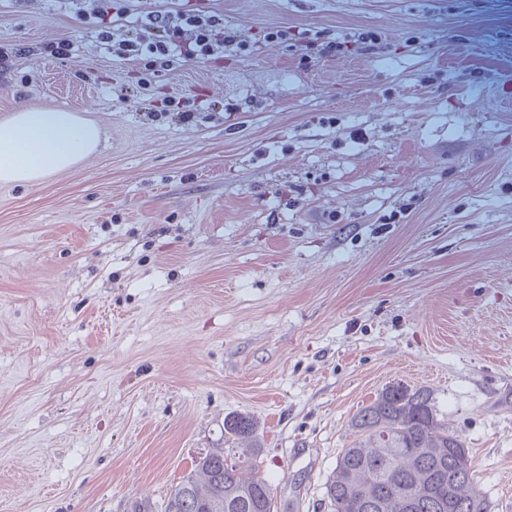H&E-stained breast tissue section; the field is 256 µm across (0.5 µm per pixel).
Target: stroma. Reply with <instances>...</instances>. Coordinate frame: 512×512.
<instances>
[{
    "label": "stroma",
    "instance_id": "35a3bbf8",
    "mask_svg": "<svg viewBox=\"0 0 512 512\" xmlns=\"http://www.w3.org/2000/svg\"><path fill=\"white\" fill-rule=\"evenodd\" d=\"M94 6L0 0L23 51L0 119L102 133L0 184V512L162 505L236 414L277 512H333L351 421L391 385L432 392L487 512H512V0ZM176 7L244 52L113 58Z\"/></svg>",
    "mask_w": 512,
    "mask_h": 512
}]
</instances>
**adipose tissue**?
<instances>
[{
  "label": "adipose tissue",
  "instance_id": "1",
  "mask_svg": "<svg viewBox=\"0 0 512 512\" xmlns=\"http://www.w3.org/2000/svg\"><path fill=\"white\" fill-rule=\"evenodd\" d=\"M100 129L59 108H24L0 121V183H37L95 152Z\"/></svg>",
  "mask_w": 512,
  "mask_h": 512
}]
</instances>
